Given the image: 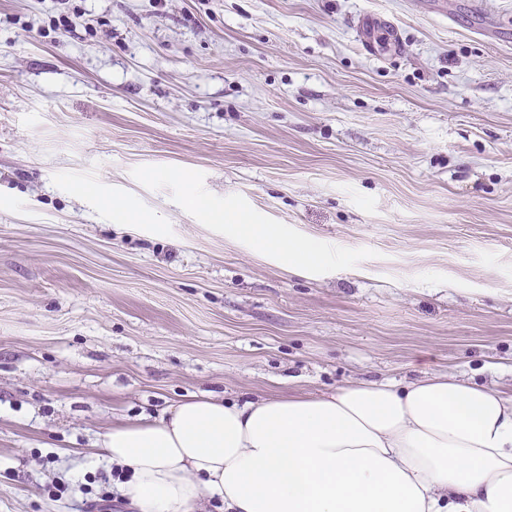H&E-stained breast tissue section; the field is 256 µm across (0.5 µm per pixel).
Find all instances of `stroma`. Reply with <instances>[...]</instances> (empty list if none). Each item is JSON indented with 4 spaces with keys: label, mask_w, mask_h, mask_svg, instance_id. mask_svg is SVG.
<instances>
[{
    "label": "stroma",
    "mask_w": 512,
    "mask_h": 512,
    "mask_svg": "<svg viewBox=\"0 0 512 512\" xmlns=\"http://www.w3.org/2000/svg\"><path fill=\"white\" fill-rule=\"evenodd\" d=\"M479 5L0 0V512L118 501L100 436L190 394L512 392V0ZM360 29L363 34V46L367 51H378L377 38L380 36H385L388 45L393 47L395 51L403 50L397 28L382 15L364 14L360 21ZM199 208L216 224H231L234 230L258 250H272L294 272H305L322 258V247L313 241H296L280 227L252 224L248 217L230 208H219L208 196L198 194Z\"/></svg>",
    "instance_id": "stroma-1"
}]
</instances>
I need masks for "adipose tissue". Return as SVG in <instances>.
Wrapping results in <instances>:
<instances>
[{
    "label": "adipose tissue",
    "instance_id": "obj_1",
    "mask_svg": "<svg viewBox=\"0 0 512 512\" xmlns=\"http://www.w3.org/2000/svg\"><path fill=\"white\" fill-rule=\"evenodd\" d=\"M196 201L292 271L322 258L315 242ZM97 456L128 472L119 494L139 512H512V394L427 372L243 404L189 396L113 424Z\"/></svg>",
    "mask_w": 512,
    "mask_h": 512
}]
</instances>
